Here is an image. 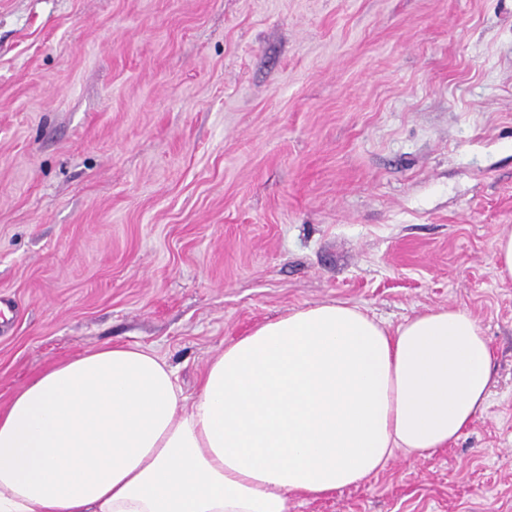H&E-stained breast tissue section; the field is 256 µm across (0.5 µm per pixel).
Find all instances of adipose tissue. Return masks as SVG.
I'll list each match as a JSON object with an SVG mask.
<instances>
[{
  "mask_svg": "<svg viewBox=\"0 0 512 512\" xmlns=\"http://www.w3.org/2000/svg\"><path fill=\"white\" fill-rule=\"evenodd\" d=\"M491 360L467 310L391 328L324 303L225 345L189 403L153 350L103 345L0 411V512H291L395 450L448 446L484 410Z\"/></svg>",
  "mask_w": 512,
  "mask_h": 512,
  "instance_id": "adipose-tissue-1",
  "label": "adipose tissue"
}]
</instances>
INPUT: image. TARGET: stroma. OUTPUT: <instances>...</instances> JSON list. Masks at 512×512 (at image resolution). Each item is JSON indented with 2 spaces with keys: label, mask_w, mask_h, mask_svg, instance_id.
<instances>
[{
  "label": "stroma",
  "mask_w": 512,
  "mask_h": 512,
  "mask_svg": "<svg viewBox=\"0 0 512 512\" xmlns=\"http://www.w3.org/2000/svg\"><path fill=\"white\" fill-rule=\"evenodd\" d=\"M506 228L512 0H0V410L101 345L190 398L288 310L460 307L485 410L292 512H512ZM492 267L501 279L512 280V231H504L495 240L492 253Z\"/></svg>",
  "instance_id": "stroma-1"
}]
</instances>
